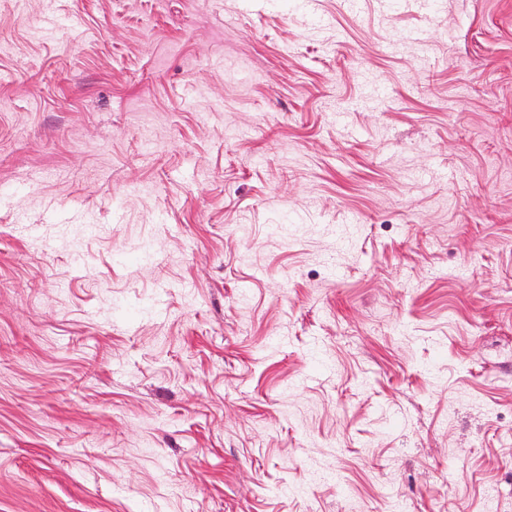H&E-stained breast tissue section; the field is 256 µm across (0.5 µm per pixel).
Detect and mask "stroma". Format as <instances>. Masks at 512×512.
<instances>
[{
  "label": "stroma",
  "mask_w": 512,
  "mask_h": 512,
  "mask_svg": "<svg viewBox=\"0 0 512 512\" xmlns=\"http://www.w3.org/2000/svg\"><path fill=\"white\" fill-rule=\"evenodd\" d=\"M0 0V512H512V0Z\"/></svg>",
  "instance_id": "1"
}]
</instances>
